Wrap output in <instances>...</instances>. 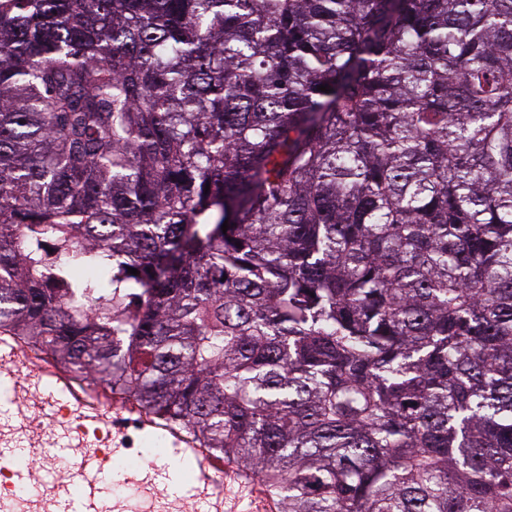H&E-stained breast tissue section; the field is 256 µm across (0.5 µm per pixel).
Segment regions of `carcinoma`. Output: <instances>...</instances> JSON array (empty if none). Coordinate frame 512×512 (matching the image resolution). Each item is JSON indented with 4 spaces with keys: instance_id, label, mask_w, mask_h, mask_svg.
Listing matches in <instances>:
<instances>
[{
    "instance_id": "obj_1",
    "label": "carcinoma",
    "mask_w": 512,
    "mask_h": 512,
    "mask_svg": "<svg viewBox=\"0 0 512 512\" xmlns=\"http://www.w3.org/2000/svg\"><path fill=\"white\" fill-rule=\"evenodd\" d=\"M2 330L280 512H512V0H0ZM171 442L174 448H178V450L184 455H192L195 457H202L203 460L212 468L224 467L234 468L233 465L229 464L226 461L218 459L212 455H210L207 448H201L196 443L186 439L179 431L174 430L170 433ZM235 469V468H234ZM236 470V469H235Z\"/></svg>"
}]
</instances>
